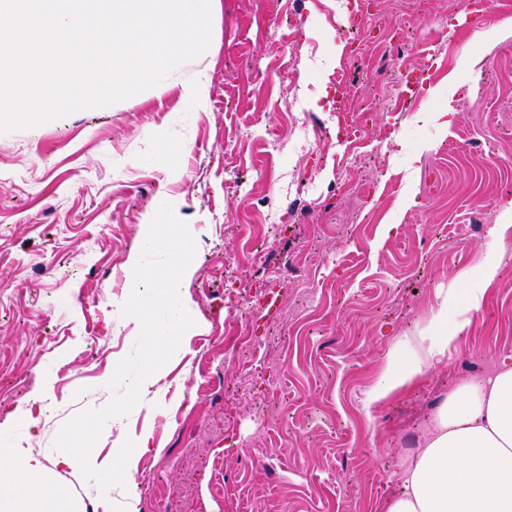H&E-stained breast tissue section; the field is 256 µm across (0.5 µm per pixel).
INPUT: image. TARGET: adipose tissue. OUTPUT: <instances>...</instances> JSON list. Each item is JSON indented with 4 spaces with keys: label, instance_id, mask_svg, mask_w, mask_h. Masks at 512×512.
<instances>
[{
    "label": "adipose tissue",
    "instance_id": "ef3b65f1",
    "mask_svg": "<svg viewBox=\"0 0 512 512\" xmlns=\"http://www.w3.org/2000/svg\"><path fill=\"white\" fill-rule=\"evenodd\" d=\"M461 330L449 325L448 306L440 304L418 349L393 346L381 381L365 399L366 412L420 375L430 358L444 355ZM150 438L146 430L133 443L116 439L104 461L83 448L59 454L54 465L121 469L127 492L119 508L133 512L137 466L150 450ZM54 465L29 450L1 449L0 512H81L64 488L53 484ZM385 512H512V361L503 362L488 383L463 385L444 398L424 447L405 461L400 489Z\"/></svg>",
    "mask_w": 512,
    "mask_h": 512
}]
</instances>
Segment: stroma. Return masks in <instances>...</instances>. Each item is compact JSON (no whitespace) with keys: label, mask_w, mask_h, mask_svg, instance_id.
Instances as JSON below:
<instances>
[{"label":"stroma","mask_w":512,"mask_h":512,"mask_svg":"<svg viewBox=\"0 0 512 512\" xmlns=\"http://www.w3.org/2000/svg\"><path fill=\"white\" fill-rule=\"evenodd\" d=\"M448 2L222 0L211 46L178 71L209 66L205 108L174 86L0 133V448L56 457L61 427L109 403L140 332L120 314L127 262L173 196L198 229L180 283L197 327L163 366L161 405L120 431H152L138 512H384L430 393L512 356V269L480 309L460 299L486 258L475 200L512 227V36L451 30ZM397 20L437 60L408 47L385 73L354 53L349 31L380 42ZM339 73L362 112L349 146L328 110ZM409 82L420 96L395 102ZM340 169L364 194L337 190ZM443 302L462 333L366 418L389 348ZM107 477L124 480L54 475L84 512L111 505Z\"/></svg>","instance_id":"35a3bbf8"}]
</instances>
